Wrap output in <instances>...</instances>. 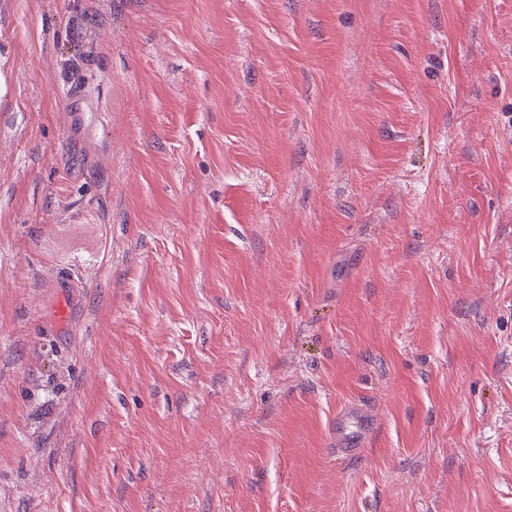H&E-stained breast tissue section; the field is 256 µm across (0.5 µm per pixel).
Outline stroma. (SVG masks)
<instances>
[{"mask_svg": "<svg viewBox=\"0 0 512 512\" xmlns=\"http://www.w3.org/2000/svg\"><path fill=\"white\" fill-rule=\"evenodd\" d=\"M0 512H512V0H0ZM372 424L367 407L360 402L344 405L336 414L333 432V446L336 453L344 456L355 455L363 445Z\"/></svg>", "mask_w": 512, "mask_h": 512, "instance_id": "35a3bbf8", "label": "stroma"}]
</instances>
